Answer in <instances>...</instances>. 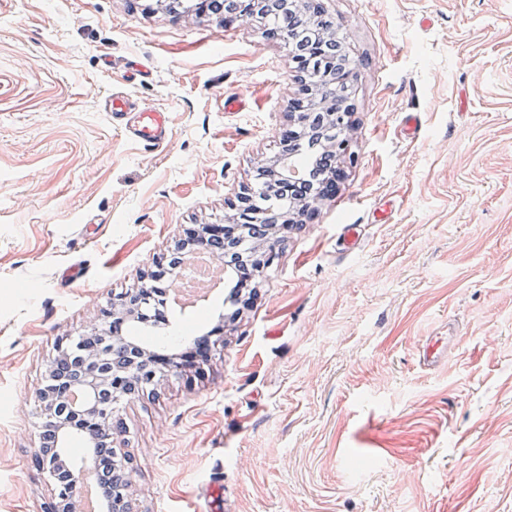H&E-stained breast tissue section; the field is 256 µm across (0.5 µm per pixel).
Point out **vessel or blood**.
Segmentation results:
<instances>
[{"instance_id": "vessel-or-blood-1", "label": "vessel or blood", "mask_w": 512, "mask_h": 512, "mask_svg": "<svg viewBox=\"0 0 512 512\" xmlns=\"http://www.w3.org/2000/svg\"><path fill=\"white\" fill-rule=\"evenodd\" d=\"M105 110L113 126L125 136L142 145L158 148L171 137L169 115L166 111L144 106L123 91H115L107 98ZM450 337L432 336L419 349V362L426 369H434L448 359Z\"/></svg>"}]
</instances>
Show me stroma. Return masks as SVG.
I'll use <instances>...</instances> for the list:
<instances>
[{"mask_svg":"<svg viewBox=\"0 0 512 512\" xmlns=\"http://www.w3.org/2000/svg\"><path fill=\"white\" fill-rule=\"evenodd\" d=\"M321 2L360 62L353 156L237 322L226 285L172 308L166 352L217 343L117 408L135 512H512V0ZM155 3L0 0V512L51 499L34 452L57 338L223 223L280 150L287 48ZM115 89L168 111L167 145L112 126ZM447 323L448 364L420 367Z\"/></svg>","mask_w":512,"mask_h":512,"instance_id":"obj_1","label":"stroma"}]
</instances>
